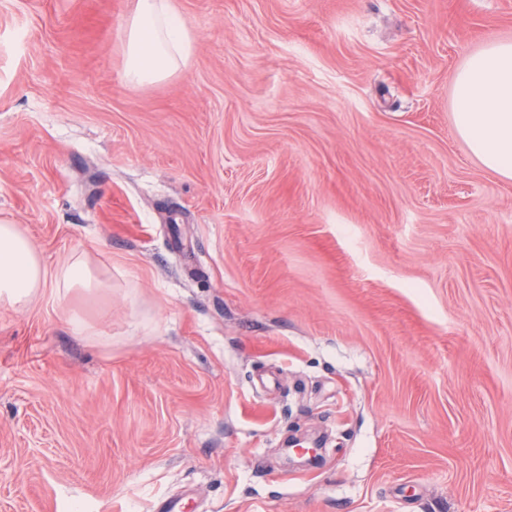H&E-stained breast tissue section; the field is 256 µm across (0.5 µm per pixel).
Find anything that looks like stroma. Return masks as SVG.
<instances>
[{
	"label": "stroma",
	"instance_id": "obj_1",
	"mask_svg": "<svg viewBox=\"0 0 512 512\" xmlns=\"http://www.w3.org/2000/svg\"><path fill=\"white\" fill-rule=\"evenodd\" d=\"M171 2L136 87L135 0H0V218L112 271L0 306V512H512V180L451 111L512 0ZM125 79L149 85L186 68L193 37L170 0H137L124 29Z\"/></svg>",
	"mask_w": 512,
	"mask_h": 512
}]
</instances>
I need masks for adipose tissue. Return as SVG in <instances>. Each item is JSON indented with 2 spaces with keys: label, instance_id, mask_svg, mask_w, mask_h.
I'll use <instances>...</instances> for the list:
<instances>
[{
  "label": "adipose tissue",
  "instance_id": "1",
  "mask_svg": "<svg viewBox=\"0 0 512 512\" xmlns=\"http://www.w3.org/2000/svg\"><path fill=\"white\" fill-rule=\"evenodd\" d=\"M123 34L124 76L135 85L168 79L187 67L193 52L192 34L170 0H136ZM452 110L455 131L472 155L489 172L512 178V41H490L466 58L453 78ZM111 287L79 254L48 268L20 225L0 220L1 306Z\"/></svg>",
  "mask_w": 512,
  "mask_h": 512
}]
</instances>
